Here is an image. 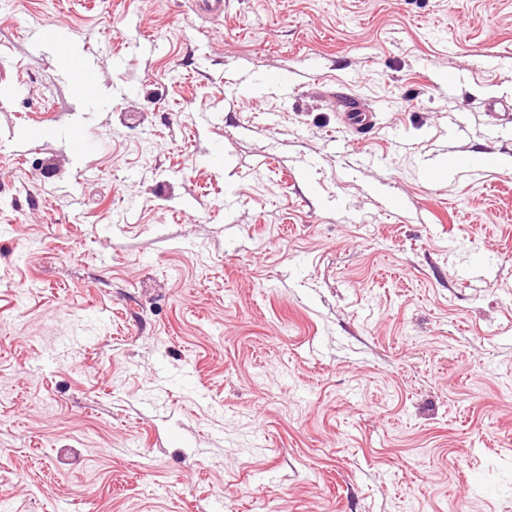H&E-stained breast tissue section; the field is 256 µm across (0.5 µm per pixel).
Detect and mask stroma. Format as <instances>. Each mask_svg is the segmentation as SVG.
<instances>
[{
	"instance_id": "1",
	"label": "stroma",
	"mask_w": 512,
	"mask_h": 512,
	"mask_svg": "<svg viewBox=\"0 0 512 512\" xmlns=\"http://www.w3.org/2000/svg\"><path fill=\"white\" fill-rule=\"evenodd\" d=\"M0 50L5 512H512V0H0ZM31 49L68 47L71 43L69 29L60 26L39 25L30 34ZM339 115L344 125L358 133H367L375 128V117L366 112L360 101L353 95L345 94L341 99ZM448 167L453 173L470 171L492 174L498 169V159L494 154H489L478 159L461 156L449 161Z\"/></svg>"
}]
</instances>
